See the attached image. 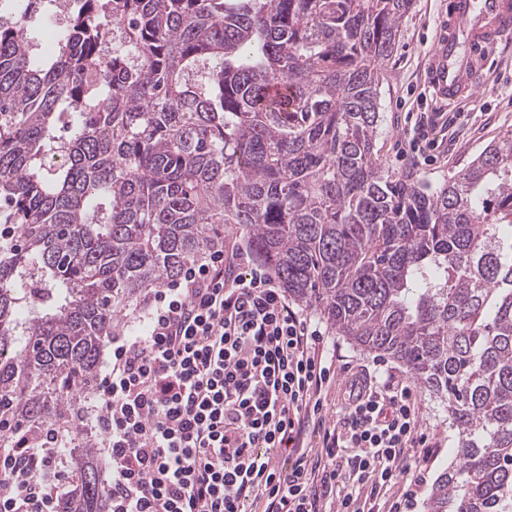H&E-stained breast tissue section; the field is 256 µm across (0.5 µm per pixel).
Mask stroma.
Instances as JSON below:
<instances>
[{"instance_id": "stroma-1", "label": "stroma", "mask_w": 512, "mask_h": 512, "mask_svg": "<svg viewBox=\"0 0 512 512\" xmlns=\"http://www.w3.org/2000/svg\"><path fill=\"white\" fill-rule=\"evenodd\" d=\"M443 7L444 0H415L413 10L402 24L395 52L380 67L379 83L380 159L397 176L410 177L433 189L466 168L487 144L512 132V55H494V70L488 76L487 88L473 100L441 102L427 89L423 81L424 62ZM418 112L436 113L429 136L439 141L440 146L424 147L418 154L406 153L401 142L410 126L411 115ZM306 312L342 362L355 367L377 366L398 376L405 374V367L399 363L356 348L339 336L314 307H307ZM418 408L422 428L436 444L412 509V512H425L433 482L454 458L456 438L450 428L448 411L440 401L422 391L418 394Z\"/></svg>"}]
</instances>
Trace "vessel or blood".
<instances>
[{
    "label": "vessel or blood",
    "instance_id": "1",
    "mask_svg": "<svg viewBox=\"0 0 512 512\" xmlns=\"http://www.w3.org/2000/svg\"><path fill=\"white\" fill-rule=\"evenodd\" d=\"M512 44V0H448L427 56L425 81L438 100L460 101L485 88L498 46Z\"/></svg>",
    "mask_w": 512,
    "mask_h": 512
}]
</instances>
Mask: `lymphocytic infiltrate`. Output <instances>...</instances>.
I'll list each match as a JSON object with an SVG mask.
<instances>
[{"label":"lymphocytic infiltrate","mask_w":512,"mask_h":512,"mask_svg":"<svg viewBox=\"0 0 512 512\" xmlns=\"http://www.w3.org/2000/svg\"><path fill=\"white\" fill-rule=\"evenodd\" d=\"M144 320L112 338L95 400L77 410L112 470L107 512H244L255 500L264 512H410L413 451L430 445L410 380L365 367L337 377L317 325L239 255L208 248L155 289ZM62 441L52 426L0 455V512H70Z\"/></svg>","instance_id":"lymphocytic-infiltrate-1"}]
</instances>
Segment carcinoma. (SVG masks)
<instances>
[{"instance_id":"1","label":"carcinoma","mask_w":512,"mask_h":512,"mask_svg":"<svg viewBox=\"0 0 512 512\" xmlns=\"http://www.w3.org/2000/svg\"><path fill=\"white\" fill-rule=\"evenodd\" d=\"M79 3L42 51L54 0H0V445L77 430L126 307L241 224L291 297L448 405L427 512H512V134L430 193L386 169L380 65L415 0ZM60 453L73 512H101L93 449Z\"/></svg>"}]
</instances>
